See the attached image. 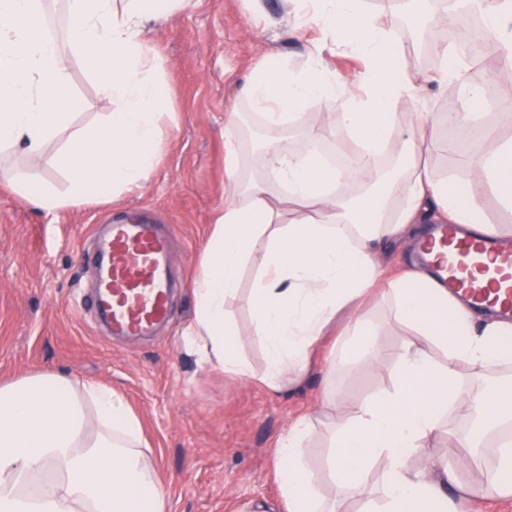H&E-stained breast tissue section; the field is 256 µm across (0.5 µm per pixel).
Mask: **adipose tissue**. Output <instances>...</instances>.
<instances>
[{
    "instance_id": "obj_1",
    "label": "adipose tissue",
    "mask_w": 512,
    "mask_h": 512,
    "mask_svg": "<svg viewBox=\"0 0 512 512\" xmlns=\"http://www.w3.org/2000/svg\"><path fill=\"white\" fill-rule=\"evenodd\" d=\"M304 22L316 24L334 45L364 62L353 82L339 80L313 43L300 75L286 60L268 58L248 81L244 96L271 130L264 146L267 178L241 182L234 143L226 145V172L242 198L224 213L204 250L193 288L197 349L225 373L248 376L224 302L239 287L253 242L265 243L250 294L252 335L265 349L262 382L281 390L299 381L309 355L345 309L357 311V355L392 359L399 381L377 399L361 402L332 427L328 474L334 496L321 498L323 476L302 453L306 422L292 425L275 450L276 479L288 512H335L347 492L371 498L372 464L383 462L378 512H460L447 493L456 458L416 466L440 419L460 397L456 370L464 361L485 373L512 363V324L475 316L428 272L414 269L380 286L373 270L381 242L409 235L413 225L467 224L489 230L483 197L500 201L512 222V141L486 151L479 170L465 179L435 178L422 157L442 128L466 124L490 86L512 77V0H438L411 14L415 28L447 22L449 7L479 12L491 33L485 54L494 66L489 83H468L467 57L457 46L435 43V70L413 78L392 36L396 19L379 24L363 0H309ZM63 36L50 33L45 0H0V167L10 148L31 156L67 127L79 106L68 78L78 60L102 96L113 104L105 123L75 136L61 157L69 195L15 176L16 193L46 213L69 200L91 201L148 181L166 148L160 119L166 87L160 56L143 35L147 17L187 6L188 0H66ZM456 81L466 86L458 112L415 113L408 129L396 121L404 98L419 99L424 85ZM322 101L340 109L342 123L360 151L344 166H328L318 152L320 135L308 131L301 149L275 137L288 116ZM405 150L393 180L377 176V159L393 141ZM370 186L357 202L336 194L348 183ZM397 214H390L392 198ZM392 301L407 337L392 355L375 343L376 324L362 315L367 300ZM438 347L448 360L436 363ZM168 494L149 463L138 418L108 388L55 374H35L0 384V512H167Z\"/></svg>"
}]
</instances>
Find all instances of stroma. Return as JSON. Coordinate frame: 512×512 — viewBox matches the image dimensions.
<instances>
[{"mask_svg": "<svg viewBox=\"0 0 512 512\" xmlns=\"http://www.w3.org/2000/svg\"><path fill=\"white\" fill-rule=\"evenodd\" d=\"M293 23L292 0H190L184 9L145 22L144 36L161 57L168 107L162 119L166 151L143 186L48 214L14 192L8 176L0 177V383L51 373L110 387L142 423L169 512H287L274 450L287 427L302 419L312 423L304 460L317 471L326 467L324 376L346 342L352 312L337 315L312 350L305 378L281 392L262 383L265 350L251 337L254 263L243 267L237 294L224 304L228 324L243 338L239 355L250 377L206 365L184 338L203 249L225 203L237 198L225 172L224 128H238L242 178H264L262 146L269 132L245 106L241 91L271 54L286 59L292 72L305 70L314 33L293 30ZM69 73L81 102L70 126L42 157L13 160L14 170L63 194L69 181L59 157L72 137L102 124L112 110L81 64L72 63ZM310 127L324 134L321 155L341 165L352 159L341 117L325 103L312 104L278 134L298 146ZM468 138L465 129L447 128L430 155L436 178L469 176L459 151ZM130 208L150 209L159 222L172 225L173 262L181 273L169 323L160 335L138 340L110 336L84 304L94 277L82 250L102 216ZM397 381L392 361L356 359L336 376L339 413L386 393ZM473 440L481 445L483 462H465L458 470L459 482L473 491L463 512H512V496L497 495L490 484L496 441L468 400L448 408L427 446L437 458L451 448L466 458Z\"/></svg>", "mask_w": 512, "mask_h": 512, "instance_id": "stroma-1", "label": "stroma"}]
</instances>
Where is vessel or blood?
I'll list each match as a JSON object with an SVG mask.
<instances>
[{
    "mask_svg": "<svg viewBox=\"0 0 512 512\" xmlns=\"http://www.w3.org/2000/svg\"><path fill=\"white\" fill-rule=\"evenodd\" d=\"M170 248V230L131 209L88 255L96 270L90 306L112 335L150 336L167 321ZM419 248L433 255L449 292L476 309L496 305L501 316L512 319V236L446 224Z\"/></svg>",
    "mask_w": 512,
    "mask_h": 512,
    "instance_id": "b4317fda",
    "label": "vessel or blood"
}]
</instances>
